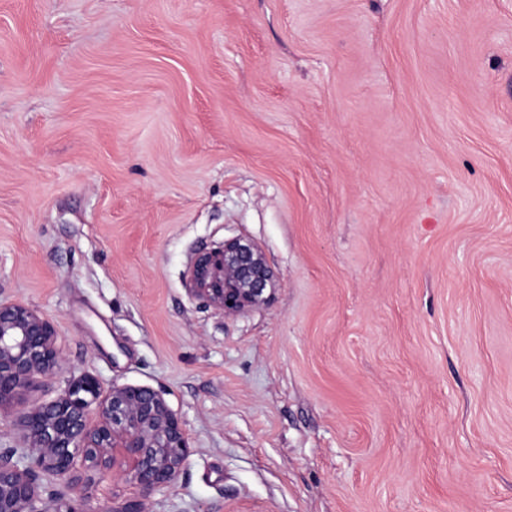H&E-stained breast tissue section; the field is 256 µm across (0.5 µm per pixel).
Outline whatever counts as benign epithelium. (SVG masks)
<instances>
[{"label":"benign epithelium","instance_id":"1","mask_svg":"<svg viewBox=\"0 0 512 512\" xmlns=\"http://www.w3.org/2000/svg\"><path fill=\"white\" fill-rule=\"evenodd\" d=\"M193 292L226 315L271 302L277 276L263 251L235 237L200 254ZM54 323L21 302L0 300V417L23 406L18 446L0 453V512H93L84 488L107 472L135 489L112 497L106 512H148L147 500L172 488L191 454L190 438L162 394L147 386L104 388L84 373L55 398L23 396L63 369ZM82 474H75L76 465ZM66 481L71 497L49 509L39 480Z\"/></svg>","mask_w":512,"mask_h":512}]
</instances>
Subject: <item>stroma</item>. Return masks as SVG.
<instances>
[{
    "instance_id": "35a3bbf8",
    "label": "stroma",
    "mask_w": 512,
    "mask_h": 512,
    "mask_svg": "<svg viewBox=\"0 0 512 512\" xmlns=\"http://www.w3.org/2000/svg\"><path fill=\"white\" fill-rule=\"evenodd\" d=\"M0 299L57 330L30 401L177 413L150 512H512V0H0ZM191 280L196 295L224 309L225 315H237L268 305L277 276L254 242L235 237L225 239L220 249L201 253Z\"/></svg>"
}]
</instances>
